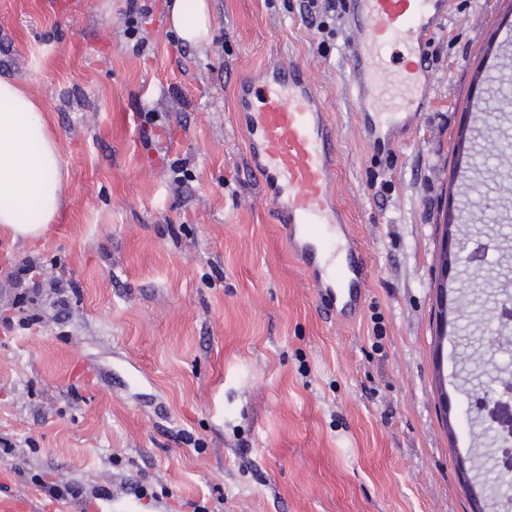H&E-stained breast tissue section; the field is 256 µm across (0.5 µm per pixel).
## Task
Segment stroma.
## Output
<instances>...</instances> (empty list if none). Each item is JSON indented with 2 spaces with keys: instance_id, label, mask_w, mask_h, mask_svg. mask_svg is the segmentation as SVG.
<instances>
[{
  "instance_id": "1",
  "label": "stroma",
  "mask_w": 512,
  "mask_h": 512,
  "mask_svg": "<svg viewBox=\"0 0 512 512\" xmlns=\"http://www.w3.org/2000/svg\"><path fill=\"white\" fill-rule=\"evenodd\" d=\"M450 3L423 108L378 138L347 18L311 27L299 0H208L199 46L149 0L139 52L125 0H0V77L37 103L63 178L47 239L0 231L1 490L39 512H106L105 495L142 512H472V378L512 374L474 315L512 278V156L484 122L490 89H512V0ZM274 63L302 67L334 126L333 193L367 272L347 322L249 169L235 84ZM477 231L499 243L490 264L446 263L444 234ZM25 260L38 289L21 296ZM48 270L77 283L66 305Z\"/></svg>"
}]
</instances>
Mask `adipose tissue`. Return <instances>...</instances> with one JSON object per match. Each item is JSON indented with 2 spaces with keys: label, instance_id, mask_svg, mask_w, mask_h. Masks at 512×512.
Wrapping results in <instances>:
<instances>
[{
  "label": "adipose tissue",
  "instance_id": "ef3b65f1",
  "mask_svg": "<svg viewBox=\"0 0 512 512\" xmlns=\"http://www.w3.org/2000/svg\"><path fill=\"white\" fill-rule=\"evenodd\" d=\"M172 29L185 42L210 36L207 0H173ZM63 191L57 147L36 104L15 82L0 78V228L13 238L47 237Z\"/></svg>",
  "mask_w": 512,
  "mask_h": 512
}]
</instances>
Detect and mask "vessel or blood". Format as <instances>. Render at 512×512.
<instances>
[{"label":"vessel or blood","instance_id":"vessel-or-blood-1","mask_svg":"<svg viewBox=\"0 0 512 512\" xmlns=\"http://www.w3.org/2000/svg\"><path fill=\"white\" fill-rule=\"evenodd\" d=\"M447 11L448 0H349L356 105L372 134L396 129L413 112L428 80L426 43ZM387 67L398 102L386 121L376 90ZM237 97L250 165L282 216L292 254L310 273L324 305L356 312L367 273L333 195L332 123L296 65H270L258 80H240Z\"/></svg>","mask_w":512,"mask_h":512}]
</instances>
